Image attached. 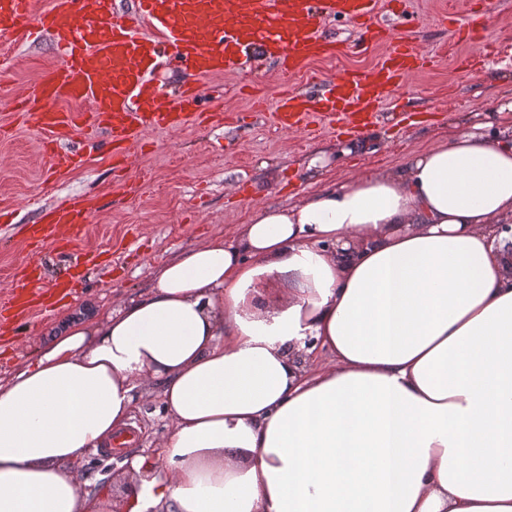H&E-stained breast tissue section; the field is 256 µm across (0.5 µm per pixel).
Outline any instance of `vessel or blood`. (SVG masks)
Here are the masks:
<instances>
[{
	"instance_id": "vessel-or-blood-1",
	"label": "vessel or blood",
	"mask_w": 512,
	"mask_h": 512,
	"mask_svg": "<svg viewBox=\"0 0 512 512\" xmlns=\"http://www.w3.org/2000/svg\"><path fill=\"white\" fill-rule=\"evenodd\" d=\"M130 9L117 0H57L40 8L37 0H0V40L25 42L51 39L63 59L60 69L42 74L26 96L23 111L35 118L43 146L51 156L52 172L82 165L79 154L55 157L62 135L105 132L112 157L125 159L149 128L180 127L185 112L169 108L152 88L156 74L170 69L186 74L180 97L194 104L199 80L223 77L240 55L256 49L276 64L280 74L295 77L317 58L344 54L343 43L327 38L322 18L357 24L360 41L386 44L381 62L370 74L349 70L335 79L319 81L306 92H287L276 101L273 118L286 132L311 126L329 117L338 129L355 133L374 122L394 89L428 58L375 22L378 0H130ZM455 40L477 42L485 29L484 14L467 10L447 17ZM76 103L73 111L64 110ZM94 207L92 198L76 196L60 208L46 210L33 225L36 244L72 240ZM22 275L9 307L17 318L40 314L57 296L67 295L68 281L49 288Z\"/></svg>"
}]
</instances>
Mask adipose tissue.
I'll use <instances>...</instances> for the list:
<instances>
[{
    "mask_svg": "<svg viewBox=\"0 0 512 512\" xmlns=\"http://www.w3.org/2000/svg\"><path fill=\"white\" fill-rule=\"evenodd\" d=\"M511 223L512 136L476 124L67 315L0 380V512H512ZM145 382L169 435L81 491ZM121 461V453L113 451L112 453L107 449L100 448L98 451L90 452L83 465V471L80 475V487L81 490L94 489L95 484L100 485L107 482L112 477L113 491L115 495H118L124 479L119 475L117 464ZM113 463V467L110 466L108 471L104 470V466Z\"/></svg>",
    "mask_w": 512,
    "mask_h": 512,
    "instance_id": "1",
    "label": "adipose tissue"
}]
</instances>
